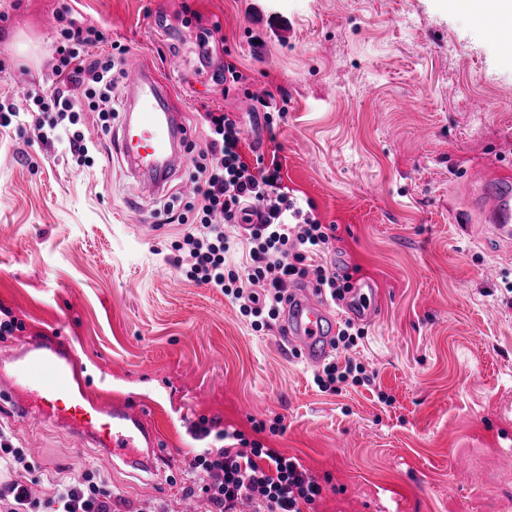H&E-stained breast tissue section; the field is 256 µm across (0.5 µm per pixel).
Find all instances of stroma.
Segmentation results:
<instances>
[{
  "label": "stroma",
  "mask_w": 512,
  "mask_h": 512,
  "mask_svg": "<svg viewBox=\"0 0 512 512\" xmlns=\"http://www.w3.org/2000/svg\"><path fill=\"white\" fill-rule=\"evenodd\" d=\"M65 7L104 32L101 52L127 45L168 85L195 143L199 112H230L251 130L246 161L279 157L284 185L335 225L331 261L376 290L348 352L374 381L319 391L279 327L253 331L169 262L188 227L161 213L192 165L132 211L120 118L106 132L84 113L87 168L19 114L0 126V305L24 327L0 350L67 336L91 395L146 410L161 433L147 473L0 398V421L35 451L38 494L88 471L141 512H181L214 443L194 433L205 419L297 458L324 487L317 512H512V244L457 219L469 174L512 164V61L497 41L441 0H0V94L44 86ZM19 34L29 56L10 46ZM228 61L248 76L231 92L216 79ZM269 107L283 117L265 122Z\"/></svg>",
  "instance_id": "35a3bbf8"
}]
</instances>
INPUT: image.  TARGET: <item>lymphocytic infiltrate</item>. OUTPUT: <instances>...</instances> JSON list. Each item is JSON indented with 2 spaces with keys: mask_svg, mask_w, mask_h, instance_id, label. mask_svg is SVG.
<instances>
[{
  "mask_svg": "<svg viewBox=\"0 0 512 512\" xmlns=\"http://www.w3.org/2000/svg\"><path fill=\"white\" fill-rule=\"evenodd\" d=\"M62 27L55 47L47 89L27 95L31 126L45 145L67 140L71 156L93 165L96 145L78 125L83 111L103 115L119 111L115 94L128 52L99 53L106 35L94 26L58 14ZM199 121L205 132L203 148L193 157L197 187L183 199V213L166 207L168 222L189 224L174 246L171 264L189 281L221 289L239 303V311L254 330L271 329L279 321L289 285L315 281L327 300L349 290L350 276L328 264L336 227L324 224L313 209L304 207L282 182L278 158L244 161L240 127L226 112L206 111ZM246 231L242 265L227 263L230 249L226 227ZM324 392L339 393L348 386L371 382L365 365L355 359H328L313 377ZM199 437L215 436L220 445L204 449L192 463L194 481L183 494L206 498L209 512H302L314 505L323 488L296 458L248 440L238 430L199 425ZM34 464L9 431L0 432V512H112L115 493L90 473L58 480L52 496H32Z\"/></svg>",
  "mask_w": 512,
  "mask_h": 512,
  "instance_id": "f902f5d3",
  "label": "lymphocytic infiltrate"
}]
</instances>
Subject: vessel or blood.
Returning <instances> with one entry per match:
<instances>
[{
	"instance_id": "vessel-or-blood-1",
	"label": "vessel or blood",
	"mask_w": 512,
	"mask_h": 512,
	"mask_svg": "<svg viewBox=\"0 0 512 512\" xmlns=\"http://www.w3.org/2000/svg\"><path fill=\"white\" fill-rule=\"evenodd\" d=\"M127 120L113 144L140 176L142 189L156 193L162 173L176 168V148H188L192 134L154 74L138 61L129 64ZM486 224L497 233L512 237V175L484 179L479 185ZM281 316L282 339L309 365L323 364L332 353L336 316L316 289L293 288ZM342 307L357 321L370 319L373 301L363 285H354ZM25 392L42 405L40 420L67 417V428L102 448L113 460L126 461V449H139L134 464L146 468L159 437L144 411L130 403L94 398L86 391L66 339L51 336L27 343L25 348L0 354V395Z\"/></svg>"
}]
</instances>
